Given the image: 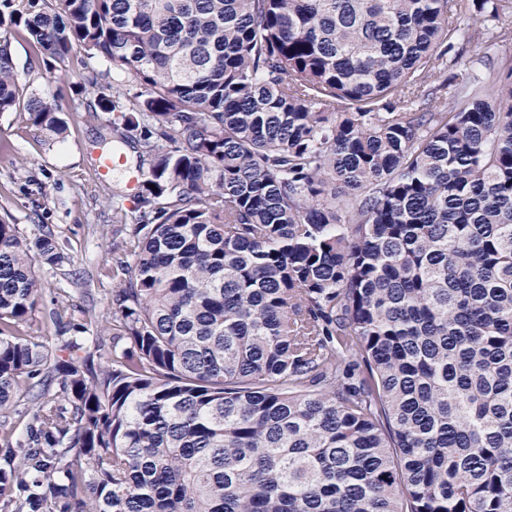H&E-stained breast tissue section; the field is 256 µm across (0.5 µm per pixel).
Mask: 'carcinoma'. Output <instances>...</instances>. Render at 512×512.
<instances>
[{"instance_id":"1","label":"carcinoma","mask_w":512,"mask_h":512,"mask_svg":"<svg viewBox=\"0 0 512 512\" xmlns=\"http://www.w3.org/2000/svg\"><path fill=\"white\" fill-rule=\"evenodd\" d=\"M506 15L0 0V113L67 133L12 38L95 59L79 94L137 172L103 369L92 311L64 357L31 332L70 257L0 220V415L32 405L0 512H512V57L462 65L465 20Z\"/></svg>"}]
</instances>
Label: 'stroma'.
Segmentation results:
<instances>
[{
  "mask_svg": "<svg viewBox=\"0 0 512 512\" xmlns=\"http://www.w3.org/2000/svg\"><path fill=\"white\" fill-rule=\"evenodd\" d=\"M85 69L73 61L67 71L41 66L26 74L36 89L57 91V103L69 118L65 139L42 140L15 112L0 114V219L18 224L27 238H36L41 226H49L60 246L70 256L69 275L46 274L44 299L55 289H67L71 308L60 323L37 312L44 345L63 354L71 327L80 323L84 310L105 316L112 307L116 286L105 268L112 265V176L101 175L94 164L99 122L86 112L76 95Z\"/></svg>",
  "mask_w": 512,
  "mask_h": 512,
  "instance_id": "1",
  "label": "stroma"
}]
</instances>
